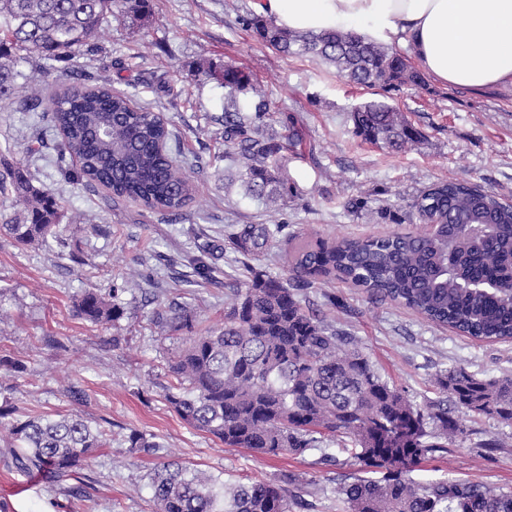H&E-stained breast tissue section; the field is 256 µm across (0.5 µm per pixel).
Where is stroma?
Listing matches in <instances>:
<instances>
[{
  "mask_svg": "<svg viewBox=\"0 0 512 512\" xmlns=\"http://www.w3.org/2000/svg\"><path fill=\"white\" fill-rule=\"evenodd\" d=\"M256 0H150V14L133 23L122 15L99 32L97 51L56 63L45 75L43 100L62 85L104 84L138 106L161 113L200 169L190 175L191 200L180 216L140 203L112 201L105 188L64 184L55 166L36 167L41 185L59 192L80 223L60 226L61 243L24 246L0 236V406L15 416L53 418L79 414L109 423L108 447L81 470V492L71 495L41 472L17 470L0 439V512H153L150 476L159 463L179 460L210 475L248 481L302 478L293 487L301 512H339L335 489L359 469L348 453L335 463L319 451L271 456L227 448L187 425L165 399L171 362L182 347L150 322L155 304L177 300L204 326L224 324L232 283L251 269L288 277L284 254L296 235L363 239L422 230L411 208L431 183H476L512 202V90L405 87L391 103L418 131L416 144L393 152L354 133L351 111L375 99L373 89L339 78L309 57L283 56L239 22ZM231 65L250 73V101L265 99L266 133L283 138L289 127L303 137V155H287L290 189L270 212L246 195L236 169L224 159V110L216 81L196 76L199 67ZM37 58L19 61L15 104L0 105V171L31 164L32 150L55 156L58 133L43 131L18 102ZM283 223L271 253L252 259L223 246L241 224ZM203 257L212 276H197L189 256ZM132 283L126 313L101 328L78 318L73 300L82 291L108 292ZM307 300L355 336L390 384L415 403L436 396L433 379L443 368L462 367L483 377L512 373V341L480 343L437 326L390 301L378 302L340 280L319 278L303 291ZM27 372L15 376L10 362ZM466 435L413 473L420 482L447 477L512 490V427L491 417H465ZM140 432L162 442L159 452L131 447ZM497 440L486 448V440Z\"/></svg>",
  "mask_w": 512,
  "mask_h": 512,
  "instance_id": "1",
  "label": "stroma"
}]
</instances>
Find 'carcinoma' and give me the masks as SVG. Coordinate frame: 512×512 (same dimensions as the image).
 <instances>
[{
  "instance_id": "carcinoma-1",
  "label": "carcinoma",
  "mask_w": 512,
  "mask_h": 512,
  "mask_svg": "<svg viewBox=\"0 0 512 512\" xmlns=\"http://www.w3.org/2000/svg\"><path fill=\"white\" fill-rule=\"evenodd\" d=\"M149 2L0 0V103L14 94L18 59L34 55L51 68L75 58L94 47L112 12L144 18ZM243 24L278 53L316 57L357 85L385 93L425 85L396 48L352 30L300 34L254 12ZM200 75L219 81L233 102L224 110V157L238 168L247 194L283 197L288 170L280 153L297 146L298 134L289 133L284 143L267 138L241 111L239 95L253 89L250 75L229 65L209 66ZM44 114L61 135L58 159L78 162L64 171L66 180L97 184L113 201L132 199L171 214L190 199L180 149H158L174 134L154 111L106 86L66 85ZM351 120L358 137L391 150L418 139L404 113L384 101L361 104ZM9 192L23 209L0 224V235L25 246L58 237L59 193L35 185L23 166L0 173V194ZM413 208L429 225L423 233L306 241L289 260V278L254 272L233 286L222 327L201 328L180 308L157 313L161 328L181 333L184 343L171 365L176 383L165 398L186 423L226 448L275 456L317 449L326 458L333 445L349 452L380 477L339 485L341 512H512L510 490L411 476L422 460L463 437L455 412L512 425V374L481 378L446 368L435 377L438 397L417 404L381 375L353 336L311 310L301 294L311 280L333 274L474 340L512 341V207L479 185L448 181L421 191ZM283 228L243 224L225 235L224 247L258 259ZM123 292L86 290L76 297L75 312L96 326L113 324L124 315ZM8 416L0 410L17 468L44 472L60 486L107 444L106 429L78 415ZM151 488L155 512H291L288 489L279 481L230 483L176 463L160 464Z\"/></svg>"
}]
</instances>
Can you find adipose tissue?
<instances>
[{
  "mask_svg": "<svg viewBox=\"0 0 512 512\" xmlns=\"http://www.w3.org/2000/svg\"><path fill=\"white\" fill-rule=\"evenodd\" d=\"M261 10L295 32L348 29L407 48L444 86L512 88V0H264Z\"/></svg>",
  "mask_w": 512,
  "mask_h": 512,
  "instance_id": "1",
  "label": "adipose tissue"
}]
</instances>
